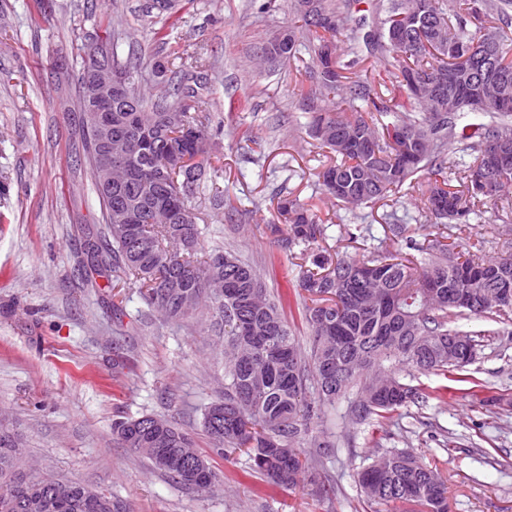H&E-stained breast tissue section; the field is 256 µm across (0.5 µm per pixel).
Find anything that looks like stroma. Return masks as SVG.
I'll list each match as a JSON object with an SVG mask.
<instances>
[{"label":"stroma","mask_w":512,"mask_h":512,"mask_svg":"<svg viewBox=\"0 0 512 512\" xmlns=\"http://www.w3.org/2000/svg\"><path fill=\"white\" fill-rule=\"evenodd\" d=\"M147 0H0V427L14 433L32 461L107 489L128 512H377L357 475L387 449H407L448 478L450 512H512V321L455 318L451 327L476 333L471 378L502 396L490 408L460 393L440 395L437 372L405 376L425 390L423 403L347 426L326 455L306 449L314 467L293 490L270 488L247 474L246 458L211 455L201 421L224 392V367L209 343L208 320L169 323L150 316L138 289L124 281L89 288L79 266L87 236L101 216L95 187L75 155V100L84 61L81 45L105 36L106 15L119 10V52L142 66L137 87L148 91L149 61L203 49L216 138L208 181L191 207L202 251L224 249L264 274L270 294L297 277L296 259L281 253L268 220L278 197L313 200L325 227L320 249L362 258L380 247L385 206H393L411 236L432 233L419 214L420 197L401 189L364 208L355 221L321 194L326 151L307 134L295 92L296 62L260 67L257 51L292 19L288 0L261 11L249 0H178L174 14L146 20ZM66 61L71 81L58 82ZM224 197L216 210L212 191ZM486 221L459 242L488 256L512 254V210L489 202ZM361 237H353L355 226ZM159 415L189 433L219 481L196 493L173 483L112 431L115 419Z\"/></svg>","instance_id":"obj_1"}]
</instances>
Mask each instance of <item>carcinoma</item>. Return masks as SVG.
Segmentation results:
<instances>
[{
    "instance_id": "obj_1",
    "label": "carcinoma",
    "mask_w": 512,
    "mask_h": 512,
    "mask_svg": "<svg viewBox=\"0 0 512 512\" xmlns=\"http://www.w3.org/2000/svg\"><path fill=\"white\" fill-rule=\"evenodd\" d=\"M357 0H294L297 24L279 30L260 48L270 63L310 55L305 67L307 90L303 111L310 114L308 135L332 154L318 174L324 194L356 212L403 187L421 192L425 221L434 222L433 237L418 242L404 236L396 212L383 215L389 244L359 260H332L320 253L304 256L297 282L288 294L303 292L310 304L302 316L311 331L303 348L292 333L283 309L285 297L270 298L262 275L232 252L215 249L194 263L200 238L196 215L188 205L206 181L209 149L195 150V140H211L200 112L209 97L206 83L194 76L197 61L189 55L171 68L152 64L149 94L129 88L139 111L119 101L112 105V135L129 141L125 164L134 180L125 188L107 190L96 184L103 228L86 284L111 280L120 273L133 279L147 304L170 321L207 311L224 326V396L210 403L203 428L212 451L225 456L245 452L250 469L269 484L294 489L309 462L298 443L317 448L335 443L319 440L328 410L347 403L344 420L360 424L374 415L415 404L420 393L398 372L443 371L455 375L466 365L448 355L452 316L506 317L509 303H487L497 287L512 288V258H485L457 242H447L448 223L479 224L485 206L503 199L512 188L500 183L484 190L483 178L493 167L491 152L503 139L512 142V58L505 50V27L512 24V0H380L372 24H349ZM429 22L405 47L392 43L391 33L418 8ZM174 0H148L145 16L172 14ZM494 16L499 25L474 32L471 18ZM493 41L495 65H484L485 46ZM451 46L467 47L468 57L448 54ZM379 59L390 82L388 96L355 68L364 54ZM444 84L445 95L430 87ZM182 113L183 125L171 121ZM81 148L90 176L98 180L100 148L89 126L87 104L78 95ZM473 113L486 118L461 124ZM390 117L392 121L382 122ZM422 149L411 152L412 141ZM460 144L455 178L449 183L447 146ZM188 157L177 165L173 156ZM140 213L142 222L128 233L113 223L115 205ZM282 232L278 243L286 253L310 245L324 228L313 207L284 196L269 220ZM370 268L377 287L367 288L355 277ZM469 291L473 305L463 307L454 296ZM471 387L463 394L483 403V386L469 377L457 378ZM151 430L136 418L114 423L113 433L150 465L187 489L210 488L217 474L192 439L169 420ZM190 455L198 463L193 478L162 456ZM361 493L381 505L413 503L420 512H448L447 479L402 450L387 451L358 473ZM0 512H126L122 503L95 488L53 471H34L26 449L0 427Z\"/></svg>"
}]
</instances>
